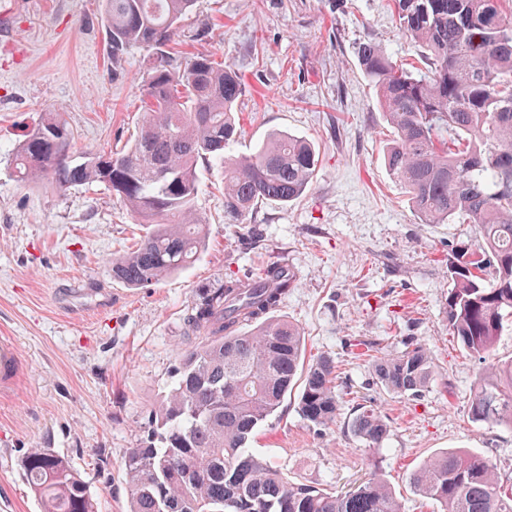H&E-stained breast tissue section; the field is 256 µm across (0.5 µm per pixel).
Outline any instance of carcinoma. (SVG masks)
I'll return each instance as SVG.
<instances>
[{
  "mask_svg": "<svg viewBox=\"0 0 512 512\" xmlns=\"http://www.w3.org/2000/svg\"><path fill=\"white\" fill-rule=\"evenodd\" d=\"M398 30L421 49L410 70L380 46L358 47L394 138L385 151L390 175L425 224H473L481 243L448 253L450 334L475 358L493 352L512 319V7L506 0H389ZM193 0H104L112 63L132 47L149 52L143 84L147 109L132 144L91 152L76 162L73 128L62 112H45L16 148V173L65 192L99 183L148 225L132 251L112 259V277L146 288L193 263L205 246L195 215L198 165L224 161V223L242 224L265 203L299 199L316 171L315 145L278 133L243 160L224 156L240 133L235 105L241 79L211 53L178 62L181 23ZM293 276L269 261L247 288L230 274L203 288L185 325L197 343L178 353L174 381L148 411L144 435L124 460L129 512H401L373 470L344 492L291 481L246 443L300 386L297 409L321 431L340 415L336 361L304 363L300 329L276 315ZM361 355L388 393L417 398L433 362L416 342L396 355L367 345ZM476 423L512 429V359L480 376L469 401ZM347 431L383 448L384 415L358 403ZM41 512H98L87 482L65 456L31 448L22 459ZM441 512H512V488L489 458L446 450L410 474Z\"/></svg>",
  "mask_w": 512,
  "mask_h": 512,
  "instance_id": "1",
  "label": "carcinoma"
}]
</instances>
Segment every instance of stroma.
<instances>
[{
	"label": "stroma",
	"instance_id": "35a3bbf8",
	"mask_svg": "<svg viewBox=\"0 0 512 512\" xmlns=\"http://www.w3.org/2000/svg\"><path fill=\"white\" fill-rule=\"evenodd\" d=\"M183 25L213 32L184 52L210 51L245 85L231 154L285 131L313 141L319 164L302 198L260 205L242 224L224 221L223 164L202 168L205 250L186 270L130 288L113 279L111 261L145 225L104 186L19 181L13 154L53 109L65 112L76 152L122 148L144 115L147 52L130 49L113 65L102 0H0V341L21 356L16 385L0 392V512H40L20 469L36 446L70 459L99 512H128L124 458L172 384L177 352L192 345L184 318L199 288L270 260L294 280L279 316L300 327L307 355L335 359L390 432L374 453L343 423L313 430L291 394L249 441L254 454L339 492L380 469L402 512H438L409 476L450 448L484 452L512 482V431L470 421L481 366L448 332V247L476 244L477 229L421 223L386 168L394 132L359 67L366 40L399 62L418 59L388 0H194ZM410 339L436 373L413 400L385 392L361 355L368 343L396 354Z\"/></svg>",
	"mask_w": 512,
	"mask_h": 512
}]
</instances>
